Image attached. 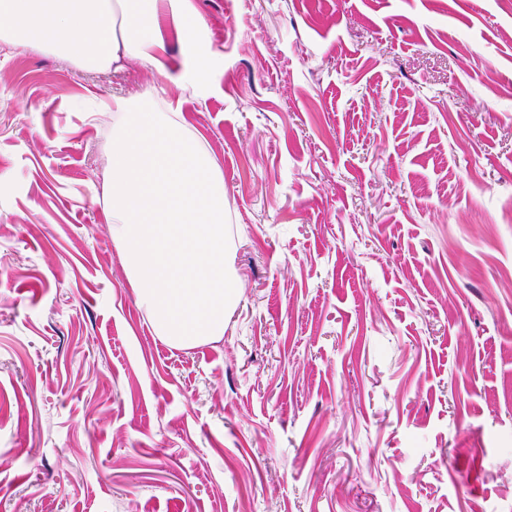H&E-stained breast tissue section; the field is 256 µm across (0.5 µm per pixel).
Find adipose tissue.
Returning a JSON list of instances; mask_svg holds the SVG:
<instances>
[{
  "label": "adipose tissue",
  "instance_id": "1",
  "mask_svg": "<svg viewBox=\"0 0 512 512\" xmlns=\"http://www.w3.org/2000/svg\"><path fill=\"white\" fill-rule=\"evenodd\" d=\"M159 0H0V42L72 56L98 72L136 59L163 71Z\"/></svg>",
  "mask_w": 512,
  "mask_h": 512
}]
</instances>
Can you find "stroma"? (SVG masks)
Returning a JSON list of instances; mask_svg holds the SVG:
<instances>
[{
  "mask_svg": "<svg viewBox=\"0 0 512 512\" xmlns=\"http://www.w3.org/2000/svg\"><path fill=\"white\" fill-rule=\"evenodd\" d=\"M164 73L0 45V512H512V0H186ZM224 178L220 341L103 216L113 98Z\"/></svg>",
  "mask_w": 512,
  "mask_h": 512,
  "instance_id": "35a3bbf8",
  "label": "stroma"
}]
</instances>
